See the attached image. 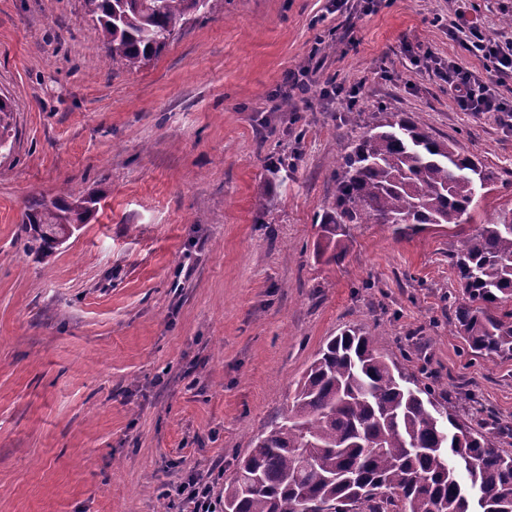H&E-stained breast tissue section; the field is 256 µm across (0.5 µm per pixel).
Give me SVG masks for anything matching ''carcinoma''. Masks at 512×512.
Instances as JSON below:
<instances>
[{"label": "carcinoma", "instance_id": "1", "mask_svg": "<svg viewBox=\"0 0 512 512\" xmlns=\"http://www.w3.org/2000/svg\"><path fill=\"white\" fill-rule=\"evenodd\" d=\"M112 63L130 69L159 55L191 18L224 10V0H83ZM11 112L0 97V150L12 149ZM495 175L398 112L344 146L336 168V219L386 224L396 234L426 224H471L479 191ZM94 200L68 190L32 197L23 248L46 255L51 238L89 219ZM464 297L450 324L475 355L512 360V212L459 237L449 253ZM496 433L434 402L352 328L327 340L298 381L288 412L261 434L224 483L223 512H512V452Z\"/></svg>", "mask_w": 512, "mask_h": 512}]
</instances>
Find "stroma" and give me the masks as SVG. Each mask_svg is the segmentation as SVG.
I'll use <instances>...</instances> for the list:
<instances>
[{"label":"stroma","instance_id":"obj_1","mask_svg":"<svg viewBox=\"0 0 512 512\" xmlns=\"http://www.w3.org/2000/svg\"><path fill=\"white\" fill-rule=\"evenodd\" d=\"M456 6L224 0L129 69L83 0H0V512H156L160 495L179 512L176 486L230 479L349 327L461 418L512 426V360L448 322L459 227L354 224L334 250L322 231L342 147L389 112L495 173L476 223L512 209V128L459 111L442 77L484 72ZM466 6L512 37V0ZM305 67L309 94L287 96ZM66 188L94 198L87 223L24 253L28 198Z\"/></svg>","mask_w":512,"mask_h":512}]
</instances>
